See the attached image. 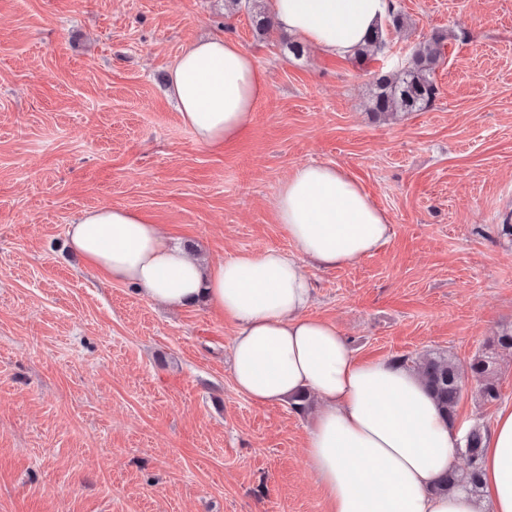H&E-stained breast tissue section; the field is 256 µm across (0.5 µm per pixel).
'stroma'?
Segmentation results:
<instances>
[{"label":"stroma","mask_w":512,"mask_h":512,"mask_svg":"<svg viewBox=\"0 0 512 512\" xmlns=\"http://www.w3.org/2000/svg\"><path fill=\"white\" fill-rule=\"evenodd\" d=\"M377 59L288 50L260 0H0V512H329L306 466L318 408L261 404L231 377L233 327L87 268L69 224L140 212L218 263L295 247L277 222L300 165L356 177L392 224L351 266L306 265L311 316L364 360L440 353L468 366L512 329V0H393ZM238 42L269 92L251 125L197 143L168 95L186 44ZM436 38L438 94L371 110L374 73ZM467 384L456 426L512 404Z\"/></svg>","instance_id":"35a3bbf8"}]
</instances>
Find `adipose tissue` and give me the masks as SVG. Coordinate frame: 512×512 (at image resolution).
Listing matches in <instances>:
<instances>
[{
  "mask_svg": "<svg viewBox=\"0 0 512 512\" xmlns=\"http://www.w3.org/2000/svg\"><path fill=\"white\" fill-rule=\"evenodd\" d=\"M279 27L328 57L355 56L388 16L392 0H264ZM169 92L196 141L238 138L268 93L263 70L238 43L197 40L169 67ZM296 255L269 248L212 266L173 245L127 208H93L69 225L70 248L107 279L146 299L183 306L205 298L236 333L232 378L259 403L305 392L320 409L307 434V464L330 512H512V407L498 411L482 458L483 496L434 492L461 436L413 368L360 361L335 324L308 316L306 264L351 265L392 234L390 219L355 178L328 165H301L275 200Z\"/></svg>",
  "mask_w": 512,
  "mask_h": 512,
  "instance_id": "1",
  "label": "adipose tissue"
}]
</instances>
